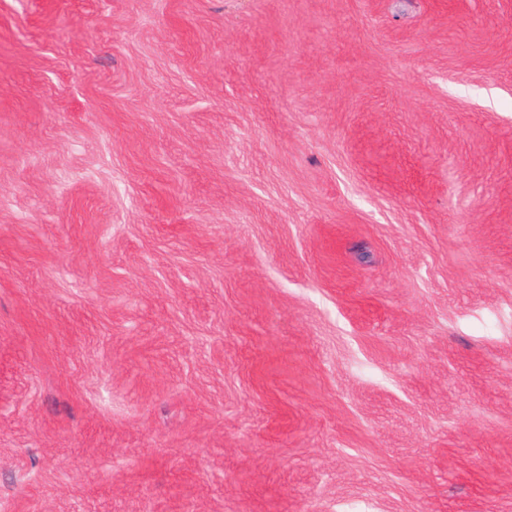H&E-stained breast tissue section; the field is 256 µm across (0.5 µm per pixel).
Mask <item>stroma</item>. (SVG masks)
Segmentation results:
<instances>
[{
	"label": "stroma",
	"mask_w": 512,
	"mask_h": 512,
	"mask_svg": "<svg viewBox=\"0 0 512 512\" xmlns=\"http://www.w3.org/2000/svg\"><path fill=\"white\" fill-rule=\"evenodd\" d=\"M0 512H512V0H0Z\"/></svg>",
	"instance_id": "stroma-1"
}]
</instances>
